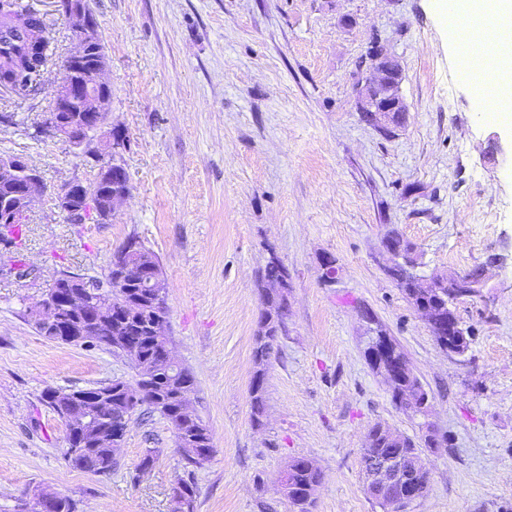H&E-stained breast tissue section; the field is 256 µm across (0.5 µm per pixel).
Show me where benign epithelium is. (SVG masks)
Here are the masks:
<instances>
[{
  "label": "benign epithelium",
  "mask_w": 512,
  "mask_h": 512,
  "mask_svg": "<svg viewBox=\"0 0 512 512\" xmlns=\"http://www.w3.org/2000/svg\"><path fill=\"white\" fill-rule=\"evenodd\" d=\"M64 15L73 21L76 32V47L63 60V71L75 70L87 61L91 49L99 42L97 21L88 7L87 0H64L60 3ZM372 70L374 77L360 86L358 107L360 112L372 116L373 122L382 128L391 125L392 117L405 114L407 106L400 94L402 69L396 58L383 46L378 45L372 52ZM106 67L105 58H100L95 71V85L83 82L62 80L55 88L54 107L48 113L40 131L52 137H62L88 156L99 160L96 177L123 163V155L130 149V140L109 138L105 146H100L98 132L107 119L109 98L98 93L94 87H107L103 78ZM0 183H8L13 188L11 202L0 206V238L7 228L26 216L34 200L42 190V182L26 160L0 163ZM96 185L85 186L73 180L65 183L55 196L57 208L73 218L84 217L85 213L97 214L94 201ZM122 255L113 257L117 264V273L112 279L115 288L122 287L128 281L142 279L149 288V304L158 306L165 300V284L156 276H150L143 270L121 263ZM67 284L64 295L47 294L42 303L32 309L40 321L63 327L62 335L72 342H82L91 335L90 327L111 314L110 304L104 298L92 302L89 289L78 279L59 278ZM448 288V304L462 297L470 296V290L485 287V271L475 277L471 274H456L444 284ZM428 321L429 328L436 338H448L443 349L454 354L466 351L467 336L460 324L448 321L439 312L429 308H420ZM370 364L390 384L408 365L405 360L391 355L390 343L385 337H376L366 348ZM140 387L133 385L127 390L124 407L112 411V402L107 393H100L86 405L77 407L80 422L86 423L96 418L111 419L115 435L126 433L130 414L140 405ZM363 471L366 486L379 503L389 512H407V509L422 498L429 487L430 472L422 462L420 453L403 448L397 451L382 450L365 456Z\"/></svg>",
  "instance_id": "1"
}]
</instances>
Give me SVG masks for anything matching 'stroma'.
<instances>
[{
  "label": "stroma",
  "instance_id": "obj_1",
  "mask_svg": "<svg viewBox=\"0 0 512 512\" xmlns=\"http://www.w3.org/2000/svg\"><path fill=\"white\" fill-rule=\"evenodd\" d=\"M19 3L43 20L53 55L36 91L0 88V157H24L44 184L18 238L0 242V512L41 487L77 512H174L185 461L159 413L132 416L109 473L67 465L47 390L132 384L137 373L106 347L47 340L29 316L61 272L104 278L131 237L160 261L166 333L212 439L193 474L194 512H292L281 480L297 457L322 472L313 512H382L361 464L376 425L421 446L430 486L410 512H512V265L491 270L489 298L455 303L470 333L458 356L440 348L381 255L392 231L427 276L512 252V130L479 116V86L450 49L436 0H89L112 89L106 125L131 143L130 194L107 224L71 223L54 203L64 183L97 173L69 142L36 133L75 37L54 0ZM375 43L402 67L408 112L391 136L357 107ZM493 136L495 163L485 155ZM273 254L290 275L288 330L257 421L259 272ZM326 255L337 261L330 285ZM371 317L427 390L428 416L397 406L369 363ZM429 426L439 447L423 445Z\"/></svg>",
  "mask_w": 512,
  "mask_h": 512
}]
</instances>
